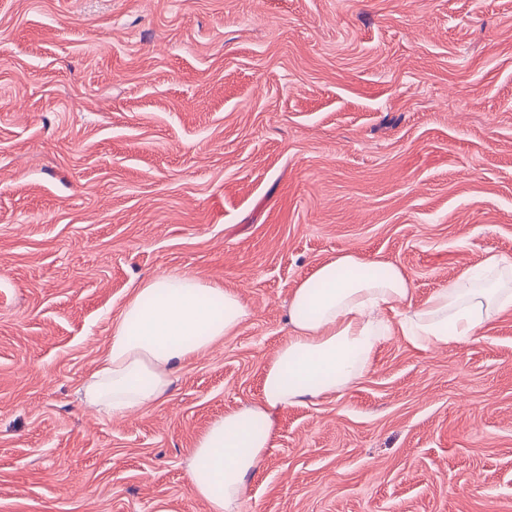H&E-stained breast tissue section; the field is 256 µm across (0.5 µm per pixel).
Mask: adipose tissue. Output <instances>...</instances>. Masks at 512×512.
Listing matches in <instances>:
<instances>
[{
    "instance_id": "obj_1",
    "label": "adipose tissue",
    "mask_w": 512,
    "mask_h": 512,
    "mask_svg": "<svg viewBox=\"0 0 512 512\" xmlns=\"http://www.w3.org/2000/svg\"><path fill=\"white\" fill-rule=\"evenodd\" d=\"M511 267L489 257L484 271L463 270L417 304L399 265L349 251L319 263L291 291L289 333L263 367L261 399L226 412L196 440L186 460L194 495L209 512H238L272 445L279 409L351 387L391 336L421 349L476 338L512 311V286L497 276ZM251 315L219 282L185 272L144 278L84 383L86 406L119 418L145 410L168 396L187 361L237 334Z\"/></svg>"
}]
</instances>
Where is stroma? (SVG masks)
<instances>
[{"instance_id": "35a3bbf8", "label": "stroma", "mask_w": 512, "mask_h": 512, "mask_svg": "<svg viewBox=\"0 0 512 512\" xmlns=\"http://www.w3.org/2000/svg\"><path fill=\"white\" fill-rule=\"evenodd\" d=\"M344 251L417 303L512 260V0H0V512H208L190 449ZM171 272L251 318L164 401L89 409L113 319ZM275 425L241 512H512V313L390 337Z\"/></svg>"}]
</instances>
